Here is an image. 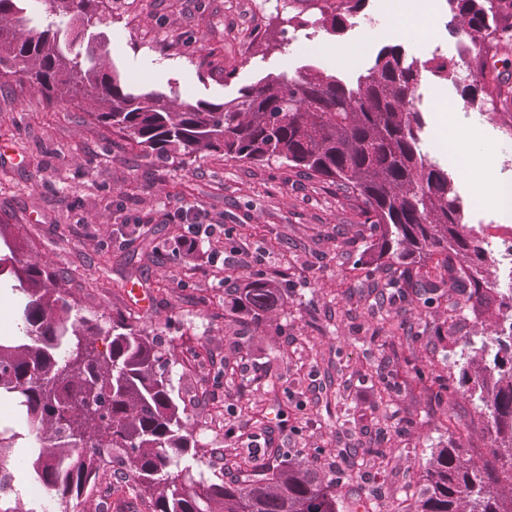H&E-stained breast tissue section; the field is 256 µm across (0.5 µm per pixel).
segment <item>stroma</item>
I'll list each match as a JSON object with an SVG mask.
<instances>
[{
  "label": "stroma",
  "instance_id": "obj_1",
  "mask_svg": "<svg viewBox=\"0 0 512 512\" xmlns=\"http://www.w3.org/2000/svg\"><path fill=\"white\" fill-rule=\"evenodd\" d=\"M109 0L95 34L130 87L169 90L221 103L268 74L313 64L352 76L371 66L380 42L365 43L371 21L401 25L416 0H369L367 21L325 31L341 0ZM289 28H282V20ZM333 45L350 62L318 54ZM418 61L458 58L464 36H403ZM445 80L420 84L424 148L455 176L465 221L479 237L506 236L512 220L483 206L468 170L433 145L436 97ZM448 104L467 145L474 130L512 174V104L469 107L456 89ZM0 224L12 225L28 255L67 277L84 314L123 312L170 348L174 390L198 442L195 470L224 466L237 453L273 446L303 456L336 481L344 508L367 502L394 512L382 483L412 486L431 448L464 443L489 455L475 404L449 389L448 366L483 319L478 308L423 303L370 259L373 232L359 204L334 185L304 179L286 163L255 165L203 156L161 163L81 107L48 103L26 85L0 88ZM181 207L233 228L232 241L202 238L196 256L177 250ZM155 251L146 254L145 242ZM219 262H209L211 254ZM265 278L283 304L261 328L232 313L230 290Z\"/></svg>",
  "mask_w": 512,
  "mask_h": 512
}]
</instances>
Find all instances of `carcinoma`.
<instances>
[{"mask_svg": "<svg viewBox=\"0 0 512 512\" xmlns=\"http://www.w3.org/2000/svg\"><path fill=\"white\" fill-rule=\"evenodd\" d=\"M23 2L0 0V80L26 83L49 101L89 105L95 122L158 161L212 153L280 160L328 181L360 202L376 236L374 260L387 259L389 268L443 257L448 279L420 278L413 288L429 302L448 295L452 311L462 300L487 308L494 335L465 342L448 380L477 402L495 465L460 442L432 448L398 512H512V289L490 288L495 262L464 223L454 179L423 151L426 121L415 105L427 72L473 106L493 97L512 101L509 79L487 68L483 54L512 44V0H448V33L478 48L466 61L420 63L402 45H385L353 82L307 65L290 77L267 76L222 104L129 91L88 34L102 22L104 0H37L51 18L41 30L28 28ZM366 4L347 0L346 13L330 16V31L342 33ZM57 18L76 24L71 42L82 49L62 48ZM4 271L20 294V327L18 337L0 340V397L16 402L27 434L0 426V461L27 438L34 480L62 503L80 498L117 464L148 512H341L336 483L278 448L271 449L274 463L253 476L194 473L187 457L197 444L162 341L118 311L106 329L83 314L62 289L64 276L28 258L9 224H0ZM282 300L281 288L257 279L229 294L228 305L258 328ZM11 497L15 506L0 512H28L7 475L0 501Z\"/></svg>", "mask_w": 512, "mask_h": 512, "instance_id": "carcinoma-1", "label": "carcinoma"}]
</instances>
